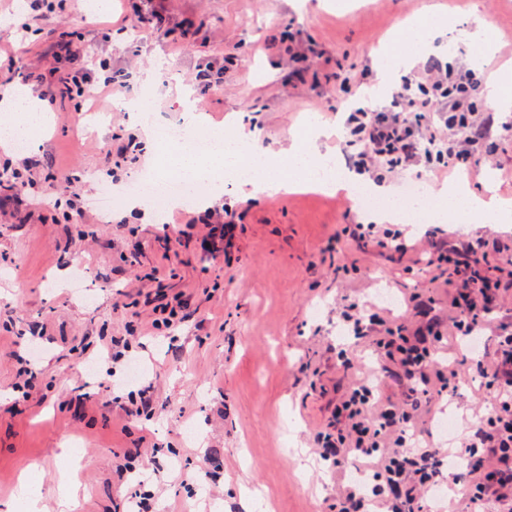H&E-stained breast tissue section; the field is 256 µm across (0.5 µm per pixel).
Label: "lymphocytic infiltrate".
<instances>
[{
    "label": "lymphocytic infiltrate",
    "mask_w": 512,
    "mask_h": 512,
    "mask_svg": "<svg viewBox=\"0 0 512 512\" xmlns=\"http://www.w3.org/2000/svg\"><path fill=\"white\" fill-rule=\"evenodd\" d=\"M119 76L97 74L87 66L72 68L63 82L41 77L34 86L40 100L55 103L69 93L77 107L98 99L104 90H119ZM481 79L461 64L427 67L420 79L407 81L393 110L359 109L347 118V144L354 147L360 174L376 177L379 164L391 170L412 166L423 145L436 146L439 167L466 164L488 133L473 104ZM206 225L201 244L210 251L232 248L236 224L227 208H212L188 219L186 230ZM427 263L446 267L447 321L432 313L431 298L412 293L405 302L412 321L387 323L378 315L363 318L345 313L359 334L372 337L377 353L397 364L408 386L405 400L382 405L374 384L353 381L336 401V429L319 434V454L336 464L345 459L377 457L380 512H422L431 490L451 480L470 512H512V324L496 314L512 289V250L485 236L456 242L433 243ZM494 329L491 357L474 360L484 388L486 410L468 424L455 448L409 446L407 435L423 403L431 402V382L456 392L461 375L455 360L437 357L443 339L469 342Z\"/></svg>",
    "instance_id": "1"
}]
</instances>
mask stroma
I'll return each instance as SVG.
<instances>
[{
  "mask_svg": "<svg viewBox=\"0 0 512 512\" xmlns=\"http://www.w3.org/2000/svg\"><path fill=\"white\" fill-rule=\"evenodd\" d=\"M64 3L39 17L19 0H0V48L15 56L12 69L0 68V83L20 86L52 67L66 76L69 63L54 55L64 34L78 55L110 70L158 67L169 78L155 90L132 81L95 105L83 125L74 100L57 96L38 147L0 150V170L26 167L32 177L23 195L0 198V512H125L129 487L148 494L158 512H333L353 471L322 459L316 437L337 398L357 375L376 377L382 401L405 392L394 365L378 359L371 337L347 332L340 312L352 304L397 319L402 297L422 292L447 315L448 290L418 250L430 227L404 220L414 248L402 255L347 239L330 252L337 231L369 218L344 192L244 198L228 182L221 202L242 216L235 245L226 254L204 252L179 234L199 204L171 202L149 224L125 197L141 174L167 165L165 156L137 150L153 128L130 106L149 98L157 120L174 124L191 101L215 129L234 113L270 151L312 120L327 131L321 150L344 162L353 153L343 143L346 105L373 93L379 106L389 105L422 64L415 42L401 36L402 22L443 17L448 28L431 61L467 63L489 83L512 69V0H167L171 22L194 23L182 45L131 23L103 40L100 24L120 17V0L101 8ZM477 16L494 52L465 41ZM283 30L328 58L316 82L293 76L272 41ZM389 41L393 78L378 91L371 51ZM212 58L224 59V78L203 94L191 77ZM476 108L490 122L494 164L474 161L463 175L438 176L421 161L382 172L384 184L394 191L426 181L435 203L442 186L459 181L512 199V120L490 112L485 98ZM70 177L86 199L111 187V211L89 206L79 217L58 206ZM80 263L92 284L88 304L63 287ZM149 274L184 296V321L156 329L150 316L124 308ZM33 335L36 376L20 402L15 356ZM114 336L129 337L130 356L155 384L150 417L127 416V399L114 397L113 381L127 374L126 362L104 350ZM342 353L350 368L339 366ZM460 371L457 394L417 419L416 439L451 446L454 437L437 433L438 421L481 410L479 379L470 365Z\"/></svg>",
  "mask_w": 512,
  "mask_h": 512,
  "instance_id": "1",
  "label": "stroma"
}]
</instances>
